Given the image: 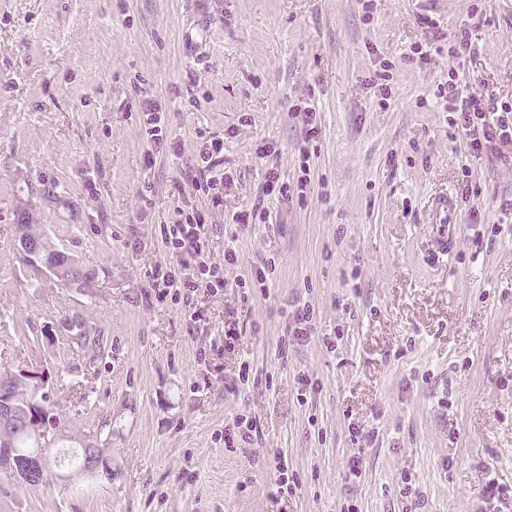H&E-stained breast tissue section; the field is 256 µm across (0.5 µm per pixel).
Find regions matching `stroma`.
I'll return each mask as SVG.
<instances>
[{
	"mask_svg": "<svg viewBox=\"0 0 512 512\" xmlns=\"http://www.w3.org/2000/svg\"><path fill=\"white\" fill-rule=\"evenodd\" d=\"M463 32V58L415 60ZM452 67L512 102V0H0V369L49 372L64 446L112 456L108 480L0 470V512H512V167L449 126ZM149 101L172 143L154 155ZM216 134L218 205L186 177ZM305 160L303 200L263 201L268 163L294 181ZM444 193L463 228L437 257L427 213ZM261 201L267 223L235 230ZM182 211L214 258L235 249L229 278L274 264L265 287L159 295ZM22 224L94 287L34 275ZM240 414L258 435L225 447ZM312 319L313 311L308 305L298 308L289 326L290 335L294 336L297 340L307 339V337L310 336Z\"/></svg>",
	"mask_w": 512,
	"mask_h": 512,
	"instance_id": "35a3bbf8",
	"label": "stroma"
}]
</instances>
